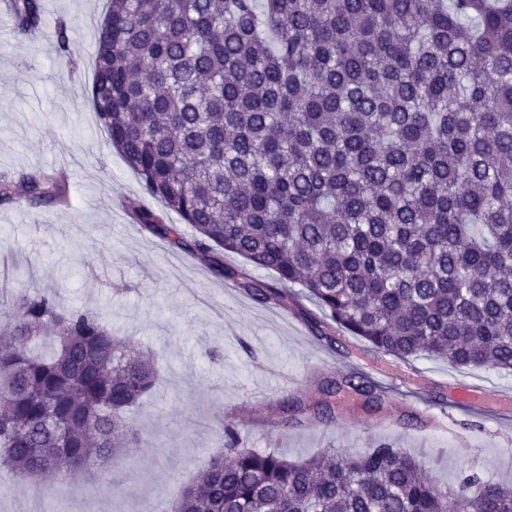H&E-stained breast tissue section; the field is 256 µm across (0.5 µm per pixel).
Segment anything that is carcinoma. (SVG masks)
I'll return each instance as SVG.
<instances>
[{
  "instance_id": "1",
  "label": "carcinoma",
  "mask_w": 512,
  "mask_h": 512,
  "mask_svg": "<svg viewBox=\"0 0 512 512\" xmlns=\"http://www.w3.org/2000/svg\"><path fill=\"white\" fill-rule=\"evenodd\" d=\"M21 35L40 0H9ZM88 98L143 192L191 225L140 223L265 304L299 285L322 319L399 359L512 372V0H112ZM33 170L0 203L61 202ZM276 285L224 268V252ZM0 342V458L32 480L112 471L130 407L156 380L92 309L10 287ZM369 381H327L289 421L331 423ZM219 451L175 512H512L467 476L453 493L403 448L298 463ZM68 468L57 469L58 461Z\"/></svg>"
}]
</instances>
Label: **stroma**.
<instances>
[{"mask_svg": "<svg viewBox=\"0 0 512 512\" xmlns=\"http://www.w3.org/2000/svg\"><path fill=\"white\" fill-rule=\"evenodd\" d=\"M42 3L41 36L9 31L0 39V173L57 174L68 201L0 205V255L32 289L53 287L65 305L102 312L114 334L153 352L159 376L150 399L126 413L139 441L113 467L111 488L90 474L62 488L54 475L30 481L0 466V512H147L156 503L172 512L208 467L215 424L225 418L237 424L241 447L273 448L291 461L388 443L422 457L427 477L449 490L472 474L511 489L512 422H493L452 397L467 383L490 395L512 391V374L427 356L404 362L341 330L316 336L311 301L257 304L133 218L141 208L180 221L142 193L86 99L109 2ZM62 23L76 38L67 57L55 38ZM354 372L382 386L381 409L360 396L335 422L287 423L286 402ZM427 407L447 411L445 432L413 424Z\"/></svg>", "mask_w": 512, "mask_h": 512, "instance_id": "35a3bbf8", "label": "stroma"}]
</instances>
